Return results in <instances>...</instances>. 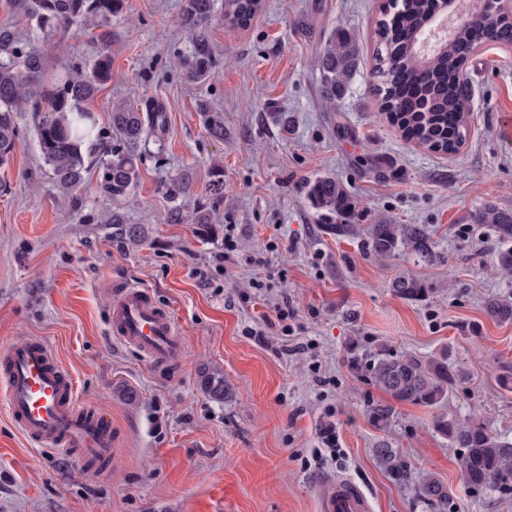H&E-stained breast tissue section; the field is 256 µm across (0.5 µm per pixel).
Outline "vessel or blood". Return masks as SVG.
<instances>
[{
	"label": "vessel or blood",
	"instance_id": "obj_1",
	"mask_svg": "<svg viewBox=\"0 0 512 512\" xmlns=\"http://www.w3.org/2000/svg\"><path fill=\"white\" fill-rule=\"evenodd\" d=\"M114 334L161 366L182 355V342L169 311L156 306L145 289L125 284L114 289ZM0 389L7 413L31 443L62 450L82 465L110 470L116 438L101 411L80 406L71 375L50 344L30 340L0 349ZM321 512H367L365 496L345 482L333 485L320 501Z\"/></svg>",
	"mask_w": 512,
	"mask_h": 512
}]
</instances>
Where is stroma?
Masks as SVG:
<instances>
[{"label":"stroma","mask_w":512,"mask_h":512,"mask_svg":"<svg viewBox=\"0 0 512 512\" xmlns=\"http://www.w3.org/2000/svg\"><path fill=\"white\" fill-rule=\"evenodd\" d=\"M385 2L264 0L248 26L232 28L224 0H214L195 32L181 22L182 0H125L112 21V78L91 107L107 134L124 101L159 107L167 124L140 145L137 186L118 202L95 169L62 191L42 165L32 113L18 114L20 140L0 169L11 185L0 194V348L47 340L79 402L107 414L119 444L111 472L92 476L29 445L0 399V512H192L219 485L223 512H319L322 488L339 477L372 512H434L419 494L428 474L447 485L452 512H512L498 495L468 493L456 449L430 427L433 410L392 403L367 369L381 350H448L469 376L449 397V416L480 417L512 438V391L501 386L512 377V323L484 310L512 297V275L495 271L500 243L473 220L489 204L512 212V47L471 55L466 140L453 154L432 151L379 112L369 61ZM6 22L43 53L48 79L96 51V31L58 39L26 23L12 0H0ZM341 32L356 39L360 62L330 102L319 60ZM198 33L215 63L193 84L182 62ZM203 100L223 116V139L208 134ZM322 176L355 203L348 232L308 200L309 181ZM178 179L174 197L167 185ZM176 205L188 222H169ZM116 209L139 225L140 242L113 238L105 218ZM374 224L420 227L436 260L377 255ZM228 244L232 259L217 267ZM404 273L428 288L424 300L395 295ZM118 282L170 311L184 347L175 366L158 370L113 336ZM279 308L285 322L266 325ZM204 368L223 373L227 399L201 389ZM378 403L395 409L384 432L369 417ZM383 439L409 462L407 485L378 466Z\"/></svg>","instance_id":"stroma-1"}]
</instances>
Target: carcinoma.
<instances>
[{
    "mask_svg": "<svg viewBox=\"0 0 512 512\" xmlns=\"http://www.w3.org/2000/svg\"><path fill=\"white\" fill-rule=\"evenodd\" d=\"M30 25L40 30L67 35L74 26L101 30L100 46L88 63H74L54 76L42 79L43 55L27 47L15 29L0 24V167L13 157L19 130L16 121L22 107L31 108L34 131L41 159L59 186L71 190L81 184L91 165L100 171L103 192L116 200L128 197L139 179L137 149L163 124L162 111L142 112L138 106L119 105L112 110V127L120 142L106 140L90 102L100 87L111 78L112 57L106 37L112 18L121 14L125 0H15ZM396 7L384 11L377 35L379 47L372 71L382 95L380 112L398 126L406 139L438 152L455 153L467 134L465 86L461 80L468 55L480 44L512 47V17L494 12L481 14L474 22L457 29L451 38L437 42L431 52L420 48L431 10L430 0H395ZM262 0H225V19L233 26L249 24ZM211 11V0H183L182 17L196 28ZM355 39L341 33L331 40L322 56L323 92L334 99L351 80L359 64ZM213 66V51L201 36L193 41L187 74L192 80L206 77ZM209 134L224 138V119L217 112L205 114ZM314 207L344 219L352 214L353 202L343 186L332 177H319L308 185ZM475 220L488 224L500 241L512 240V213L494 206L480 210ZM105 223L112 225V236L139 241L140 232L123 213L112 211ZM370 245L379 255L390 256L407 247L420 261L436 259L429 238L408 224H374L369 230ZM400 298L420 301L429 294L421 282L401 275L392 283ZM487 315L501 323H512V299L501 298L486 304ZM371 378L398 403L433 409L440 408L463 383L459 368L448 366L444 354H378L370 363ZM201 388L215 400L228 394L224 375L218 371L200 372ZM394 415L391 405L371 407L370 419L379 430L390 427ZM432 429L458 449L456 463L463 483L472 494L497 493L512 497V441L494 433L481 420L460 422L438 413ZM378 465L398 485L408 482V461L387 440L374 448ZM422 499L448 512V489L433 476L420 484Z\"/></svg>",
    "mask_w": 512,
    "mask_h": 512,
    "instance_id": "obj_1",
    "label": "carcinoma"
}]
</instances>
